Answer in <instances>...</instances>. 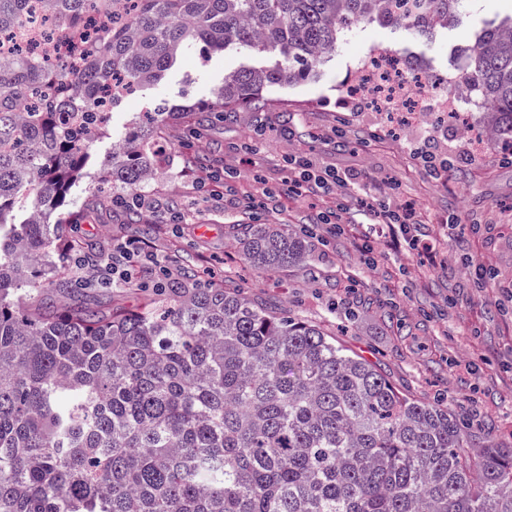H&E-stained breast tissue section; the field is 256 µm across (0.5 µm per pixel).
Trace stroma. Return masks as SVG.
<instances>
[{
	"mask_svg": "<svg viewBox=\"0 0 512 512\" xmlns=\"http://www.w3.org/2000/svg\"><path fill=\"white\" fill-rule=\"evenodd\" d=\"M512 14V0H469L454 25L433 39L404 26L352 24L318 81L275 91L265 108L226 113L197 138L192 118L170 121L160 140L166 163L140 194V221L98 206L99 163L127 136L147 103L211 98L225 73L248 62L232 47L187 52L157 85L112 112L95 139L96 162L70 187L83 211L74 232L102 254L138 239L174 278L248 296L272 313L321 325L338 343L376 365L403 395L440 401L472 443L512 448V159L498 140L472 145L461 123L438 114L456 68L454 51L489 21ZM426 62L433 93L428 118L389 112L345 93L384 51ZM334 173L328 190L291 195L292 160ZM223 197L212 196L214 172ZM414 208L419 246L392 247L375 223L382 209ZM338 211L339 223L323 218ZM308 225L309 258L274 275L240 255V227Z\"/></svg>",
	"mask_w": 512,
	"mask_h": 512,
	"instance_id": "obj_1",
	"label": "stroma"
}]
</instances>
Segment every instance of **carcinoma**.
<instances>
[{
  "mask_svg": "<svg viewBox=\"0 0 512 512\" xmlns=\"http://www.w3.org/2000/svg\"><path fill=\"white\" fill-rule=\"evenodd\" d=\"M60 31L102 34L71 61L0 56V512H512V448H477L439 403L401 395L317 325L185 277L140 308L99 309L43 257L79 248L83 213L51 221L113 105L197 44L266 52L209 100L157 107L112 152L104 181L133 222L169 118L200 127L312 80L355 22L429 37L463 0H44ZM31 0H0V34L27 39ZM484 126L512 152V17L462 50ZM29 220L15 224L28 191ZM260 272L306 261L305 238L246 224ZM70 301H49L52 291Z\"/></svg>",
  "mask_w": 512,
  "mask_h": 512,
  "instance_id": "cac0c4a2",
  "label": "carcinoma"
}]
</instances>
